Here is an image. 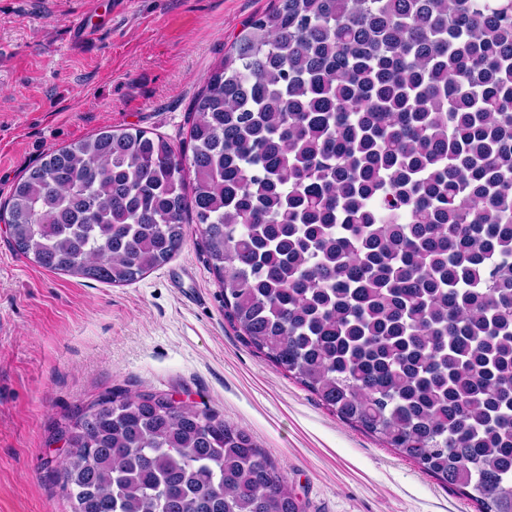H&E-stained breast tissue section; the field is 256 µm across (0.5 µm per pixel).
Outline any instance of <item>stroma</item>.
Returning a JSON list of instances; mask_svg holds the SVG:
<instances>
[{"mask_svg":"<svg viewBox=\"0 0 512 512\" xmlns=\"http://www.w3.org/2000/svg\"><path fill=\"white\" fill-rule=\"evenodd\" d=\"M271 0H0V205L52 149L105 127L185 146L191 105L244 24ZM89 13L95 39L70 36ZM121 387L172 395L245 429L304 512H477L240 338L202 227L123 286L58 274L0 223V512H69L53 434Z\"/></svg>","mask_w":512,"mask_h":512,"instance_id":"obj_1","label":"stroma"}]
</instances>
